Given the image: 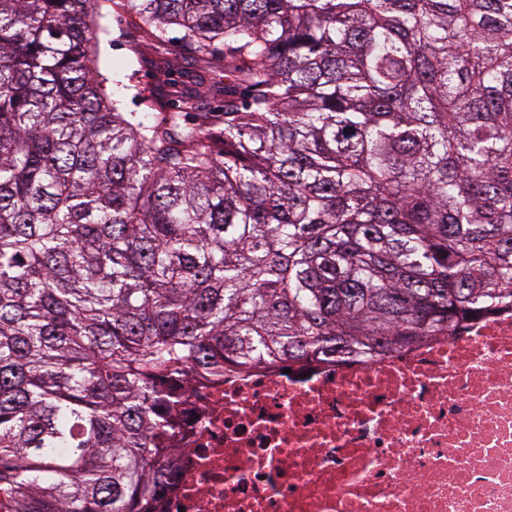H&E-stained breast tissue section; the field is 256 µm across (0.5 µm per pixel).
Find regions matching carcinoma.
I'll return each instance as SVG.
<instances>
[{
	"label": "carcinoma",
	"mask_w": 512,
	"mask_h": 512,
	"mask_svg": "<svg viewBox=\"0 0 512 512\" xmlns=\"http://www.w3.org/2000/svg\"><path fill=\"white\" fill-rule=\"evenodd\" d=\"M107 5L224 109L120 111ZM505 305L512 0H0V512H152L194 373ZM174 73L172 76V82L174 84L171 87H167L166 93H170L168 95V99L170 102H176V95L183 88H196L200 91L202 95V105L206 109L215 110L224 105V83L227 81L224 79V73L219 71H203L200 69V65H197L195 62L181 61L178 66L174 67ZM201 75L205 79V83L201 87H197L195 82V76Z\"/></svg>",
	"instance_id": "obj_1"
}]
</instances>
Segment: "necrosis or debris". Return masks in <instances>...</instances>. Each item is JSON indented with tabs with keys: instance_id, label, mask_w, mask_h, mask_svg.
Returning <instances> with one entry per match:
<instances>
[{
	"instance_id": "4bbe7bcc",
	"label": "necrosis or debris",
	"mask_w": 512,
	"mask_h": 512,
	"mask_svg": "<svg viewBox=\"0 0 512 512\" xmlns=\"http://www.w3.org/2000/svg\"><path fill=\"white\" fill-rule=\"evenodd\" d=\"M157 512H512V311L368 360L195 378Z\"/></svg>"
}]
</instances>
